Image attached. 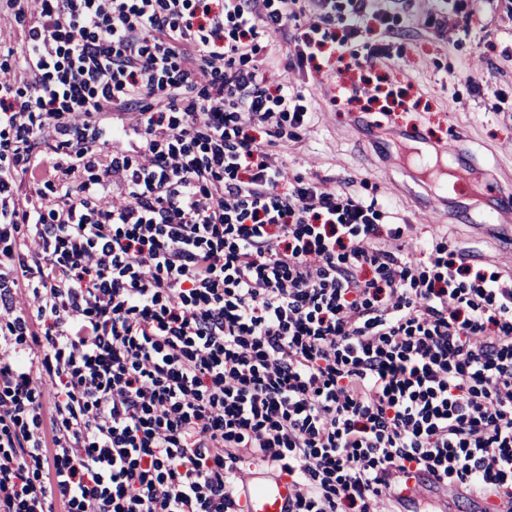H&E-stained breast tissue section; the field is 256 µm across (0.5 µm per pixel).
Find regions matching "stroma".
Listing matches in <instances>:
<instances>
[{
  "instance_id": "1",
  "label": "stroma",
  "mask_w": 512,
  "mask_h": 512,
  "mask_svg": "<svg viewBox=\"0 0 512 512\" xmlns=\"http://www.w3.org/2000/svg\"><path fill=\"white\" fill-rule=\"evenodd\" d=\"M301 5L303 16L284 32H258L249 60L288 78L300 93L296 106L315 117L303 130L283 115L275 150L289 177L390 204L411 238L424 234L419 206L430 191L405 159L412 136L459 140L477 171L512 177V0H469L462 13L449 12L446 0H376L378 17H366L357 36L349 33V0H331L329 20L312 35L323 55L291 68L294 40L314 11L313 0ZM378 45L386 54L364 73L339 70ZM488 208L483 197L449 195L440 229L446 251L470 248L488 275L512 271V245L486 224Z\"/></svg>"
}]
</instances>
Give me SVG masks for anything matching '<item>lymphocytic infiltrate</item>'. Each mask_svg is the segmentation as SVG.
Masks as SVG:
<instances>
[{
	"label": "lymphocytic infiltrate",
	"mask_w": 512,
	"mask_h": 512,
	"mask_svg": "<svg viewBox=\"0 0 512 512\" xmlns=\"http://www.w3.org/2000/svg\"><path fill=\"white\" fill-rule=\"evenodd\" d=\"M279 2L22 0L0 512H244L247 463L288 478L294 512L393 508L413 480L512 512V273L289 182L270 138L294 95L235 65L297 19Z\"/></svg>",
	"instance_id": "f902f5d3"
}]
</instances>
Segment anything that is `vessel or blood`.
Segmentation results:
<instances>
[{
    "mask_svg": "<svg viewBox=\"0 0 512 512\" xmlns=\"http://www.w3.org/2000/svg\"><path fill=\"white\" fill-rule=\"evenodd\" d=\"M440 165H433L429 156L419 154L413 157V165L422 172L432 171L451 179V186L436 185L435 199H443L448 188L493 198L494 205L486 213V221L499 223L503 210L512 208V186L499 180L472 181L470 170L474 165L460 148L457 140H449L441 152ZM241 499L246 502L248 512H292L294 492L287 479L276 478L269 474L255 471L240 480Z\"/></svg>",
    "mask_w": 512,
    "mask_h": 512,
    "instance_id": "1",
    "label": "vessel or blood"
}]
</instances>
